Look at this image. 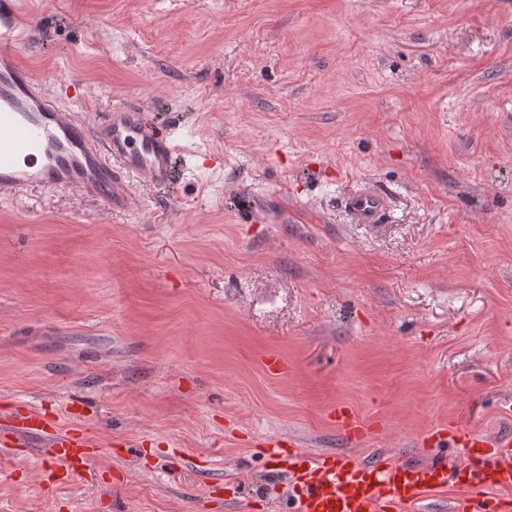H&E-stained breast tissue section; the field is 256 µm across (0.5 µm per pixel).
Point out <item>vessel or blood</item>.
<instances>
[{
  "mask_svg": "<svg viewBox=\"0 0 512 512\" xmlns=\"http://www.w3.org/2000/svg\"><path fill=\"white\" fill-rule=\"evenodd\" d=\"M26 22L21 0H0V193L67 188L101 200L109 210L126 211L135 176L168 181L177 151L172 132L157 131L126 102L114 104L94 126L64 111L46 79L21 59ZM345 206L358 223L370 224L386 201L363 189ZM335 414L347 440L363 437L352 412L342 407ZM430 440L451 442L452 454L409 464L277 446L266 451L268 474L285 486L290 512H404L451 486L464 489L454 512H503V494L512 490V435L492 437L456 423ZM34 441L47 446L54 463L49 479L62 485L84 479L103 450L91 432L58 430L39 409L10 412L0 446L13 450Z\"/></svg>",
  "mask_w": 512,
  "mask_h": 512,
  "instance_id": "1",
  "label": "vessel or blood"
}]
</instances>
